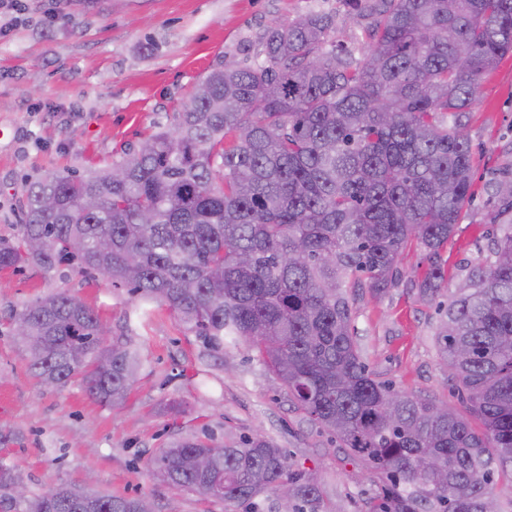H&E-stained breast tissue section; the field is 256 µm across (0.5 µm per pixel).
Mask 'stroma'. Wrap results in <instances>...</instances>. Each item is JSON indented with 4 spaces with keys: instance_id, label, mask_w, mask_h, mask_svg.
I'll use <instances>...</instances> for the list:
<instances>
[{
    "instance_id": "1",
    "label": "stroma",
    "mask_w": 512,
    "mask_h": 512,
    "mask_svg": "<svg viewBox=\"0 0 512 512\" xmlns=\"http://www.w3.org/2000/svg\"><path fill=\"white\" fill-rule=\"evenodd\" d=\"M308 11L337 17L332 38L364 53L362 27L345 22L344 0H22L0 10V238L22 221L25 181L51 171L110 164L157 126L170 124L217 56L247 57L273 18ZM464 132L475 153L476 198L443 258L449 284L493 259L495 214L487 187L512 167V56L484 76ZM419 248L401 256L403 279L357 304L354 334L378 378L408 393L467 408L437 355L434 304L414 286ZM61 290L79 298L143 358L125 405L91 398L80 378L39 383L12 336L10 314ZM264 429L293 460L324 477L331 512H366L379 480L331 435L311 425L247 344L213 351L167 306L71 268L0 270V463L30 492L89 484L105 495H145L157 512H229L223 501L180 492L153 459L185 434L248 435Z\"/></svg>"
}]
</instances>
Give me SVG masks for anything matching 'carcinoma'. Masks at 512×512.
Returning <instances> with one entry per match:
<instances>
[{
	"label": "carcinoma",
	"instance_id": "cac0c4a2",
	"mask_svg": "<svg viewBox=\"0 0 512 512\" xmlns=\"http://www.w3.org/2000/svg\"><path fill=\"white\" fill-rule=\"evenodd\" d=\"M348 2L365 57L331 39L330 14L272 23L253 63L219 56L144 147L27 182L22 224L0 238V269L102 274L167 306L213 350L247 343L294 407L380 476L367 512H494L495 486L512 480V178L491 184L494 260L466 269L434 329L482 431L378 380L353 316L360 296L402 280L412 245L427 261L419 298L441 296L442 252L473 200L463 120L483 77L512 54V0ZM35 238L45 244L37 254ZM16 318L40 382L61 388L78 376L92 398L124 405L142 356L119 339L104 345L89 306L61 291ZM202 454L208 470L195 465ZM153 464L171 487L245 512H262L282 487L291 512H328L319 475L261 432L180 435ZM21 483L0 464L9 500ZM144 502L61 484L26 497L22 512H142Z\"/></svg>",
	"mask_w": 512,
	"mask_h": 512
}]
</instances>
